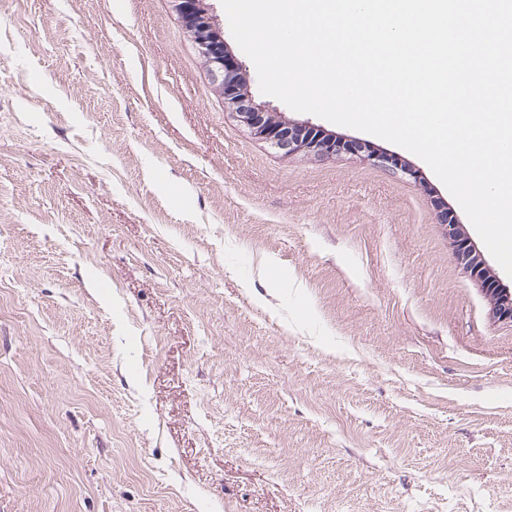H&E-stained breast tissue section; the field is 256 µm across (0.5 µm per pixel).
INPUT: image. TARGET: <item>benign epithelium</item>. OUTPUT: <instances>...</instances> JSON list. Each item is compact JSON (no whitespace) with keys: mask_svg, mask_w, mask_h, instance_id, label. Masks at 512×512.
I'll use <instances>...</instances> for the list:
<instances>
[{"mask_svg":"<svg viewBox=\"0 0 512 512\" xmlns=\"http://www.w3.org/2000/svg\"><path fill=\"white\" fill-rule=\"evenodd\" d=\"M170 3L205 58L211 81L224 97V107L255 137L285 156L300 153L324 156L349 150L348 144L336 141L309 120L290 121L279 112L255 104L248 88L247 71L229 50L209 0H170ZM444 221L457 259L480 283L491 302L493 318L512 323V286L503 284L491 271L454 216L448 214Z\"/></svg>","mask_w":512,"mask_h":512,"instance_id":"obj_1","label":"benign epithelium"}]
</instances>
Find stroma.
<instances>
[{
    "instance_id": "stroma-1",
    "label": "stroma",
    "mask_w": 512,
    "mask_h": 512,
    "mask_svg": "<svg viewBox=\"0 0 512 512\" xmlns=\"http://www.w3.org/2000/svg\"><path fill=\"white\" fill-rule=\"evenodd\" d=\"M284 156L169 0H0V512H512V323L427 164ZM444 221L457 259L470 276L480 283L482 291L491 302L493 318L512 323V286L503 284L491 271L483 255L472 244L462 226L457 224L454 215L448 213Z\"/></svg>"
}]
</instances>
